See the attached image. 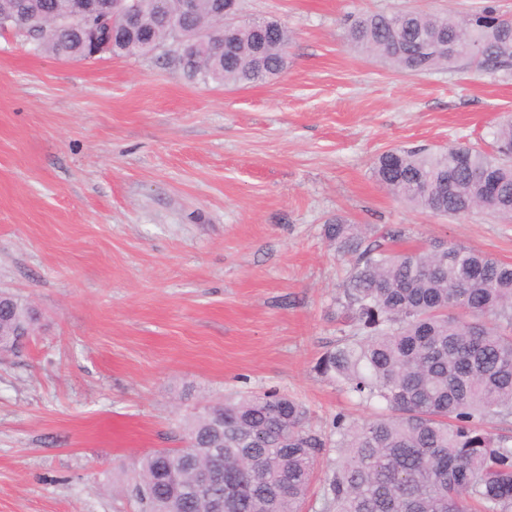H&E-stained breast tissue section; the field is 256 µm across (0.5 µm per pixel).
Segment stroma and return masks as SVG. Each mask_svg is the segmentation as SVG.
Instances as JSON below:
<instances>
[{"mask_svg": "<svg viewBox=\"0 0 512 512\" xmlns=\"http://www.w3.org/2000/svg\"><path fill=\"white\" fill-rule=\"evenodd\" d=\"M483 0H244L293 35L255 86L187 78L165 50L57 59L0 33V291L35 306L0 354V512H138L135 460L191 413L276 390L329 432L363 419L315 369L343 326L341 218L512 261V224L444 218L373 176L394 147H488L512 76L422 75L351 49L350 16Z\"/></svg>", "mask_w": 512, "mask_h": 512, "instance_id": "35a3bbf8", "label": "stroma"}]
</instances>
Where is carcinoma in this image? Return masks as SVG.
Here are the masks:
<instances>
[{"label": "carcinoma", "instance_id": "1", "mask_svg": "<svg viewBox=\"0 0 512 512\" xmlns=\"http://www.w3.org/2000/svg\"><path fill=\"white\" fill-rule=\"evenodd\" d=\"M139 21L112 53L139 56L140 35L164 43L154 21L156 0H136ZM15 0H0V29L11 28ZM225 0H196L180 12L167 0L189 38L173 55L188 77L224 85H257L287 67L292 37L279 20L242 23L232 53H224L220 21ZM213 31L204 50L193 31ZM114 26L89 33L49 31L37 48L54 57L84 59L112 42ZM348 44L375 54L401 72L422 74L466 61L483 73L512 74V18L494 0L478 11L365 13L346 30ZM487 153L450 144L432 153L391 148L373 173L392 196L436 216L489 209L512 222V120L493 131ZM338 251L355 256L336 305L350 332L316 363L347 394L386 413L358 422L332 421L336 441L314 430L297 400L276 392L228 399L192 416L181 448L143 454L134 463V491L142 512H209L224 486L247 493L224 500V512H305L320 458L336 452L323 481L322 512H512V428L493 432L487 418H512V263L465 246L436 241L427 248L387 250L364 245L358 224L338 218L324 225ZM35 309L0 295V338L10 339ZM213 466L209 486L196 470Z\"/></svg>", "mask_w": 512, "mask_h": 512}]
</instances>
